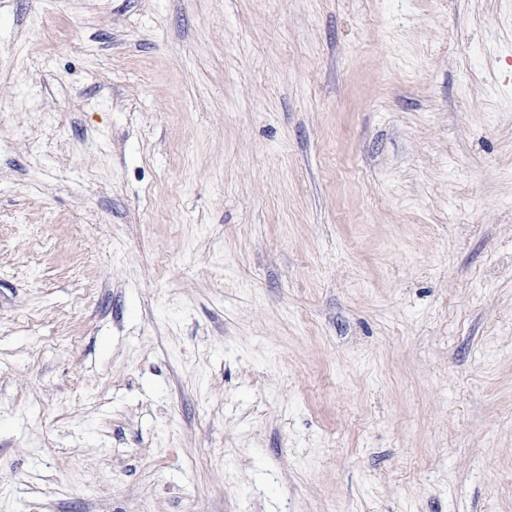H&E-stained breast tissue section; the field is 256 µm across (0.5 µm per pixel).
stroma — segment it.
I'll return each instance as SVG.
<instances>
[{"label": "stroma", "mask_w": 512, "mask_h": 512, "mask_svg": "<svg viewBox=\"0 0 512 512\" xmlns=\"http://www.w3.org/2000/svg\"><path fill=\"white\" fill-rule=\"evenodd\" d=\"M0 512H512V0H0Z\"/></svg>", "instance_id": "35a3bbf8"}]
</instances>
